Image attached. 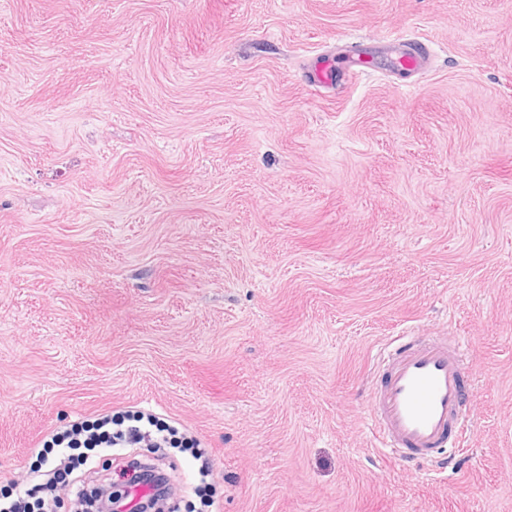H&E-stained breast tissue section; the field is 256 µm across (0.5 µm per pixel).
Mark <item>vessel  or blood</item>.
I'll return each mask as SVG.
<instances>
[{"instance_id": "1", "label": "vessel or blood", "mask_w": 512, "mask_h": 512, "mask_svg": "<svg viewBox=\"0 0 512 512\" xmlns=\"http://www.w3.org/2000/svg\"><path fill=\"white\" fill-rule=\"evenodd\" d=\"M410 68L423 67L430 52L422 43L399 39L376 43L348 57L344 70L316 67L312 79H355L373 70L374 56ZM380 379L371 392L370 425L381 447L405 464L445 460L450 440L468 430L464 409L472 398L460 346L420 336L400 337L382 357Z\"/></svg>"}]
</instances>
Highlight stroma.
<instances>
[{"label":"stroma","mask_w":512,"mask_h":512,"mask_svg":"<svg viewBox=\"0 0 512 512\" xmlns=\"http://www.w3.org/2000/svg\"><path fill=\"white\" fill-rule=\"evenodd\" d=\"M390 36L428 65L309 82ZM410 333L466 349L443 472L369 425ZM139 407L223 512H512V0H0V487ZM199 439L190 437L184 445V451L189 453L185 460L189 468L199 477L203 484L210 485L207 478L212 472V459L209 448H206Z\"/></svg>","instance_id":"stroma-1"}]
</instances>
